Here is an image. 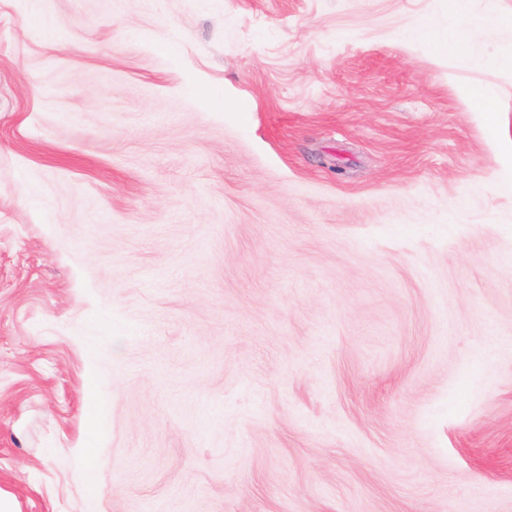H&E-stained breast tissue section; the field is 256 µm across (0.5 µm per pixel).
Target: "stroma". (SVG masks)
<instances>
[{
    "label": "stroma",
    "instance_id": "obj_1",
    "mask_svg": "<svg viewBox=\"0 0 512 512\" xmlns=\"http://www.w3.org/2000/svg\"><path fill=\"white\" fill-rule=\"evenodd\" d=\"M464 2L0 0V512H512Z\"/></svg>",
    "mask_w": 512,
    "mask_h": 512
}]
</instances>
